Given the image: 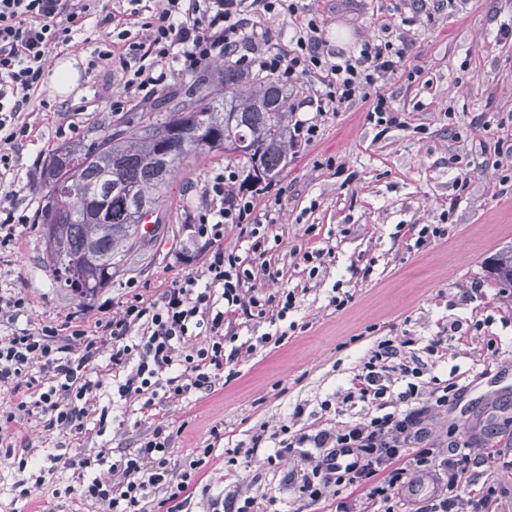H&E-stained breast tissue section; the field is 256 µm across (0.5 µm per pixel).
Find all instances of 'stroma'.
<instances>
[{
	"mask_svg": "<svg viewBox=\"0 0 512 512\" xmlns=\"http://www.w3.org/2000/svg\"><path fill=\"white\" fill-rule=\"evenodd\" d=\"M316 18L325 55L351 53L364 41L401 37L410 51L382 93L404 113L407 128L379 133L355 102L342 112L300 107L313 97L316 78L292 86L289 122L308 120L321 129L312 144L299 145L294 160L268 188L281 206L268 227L278 238L271 259L281 269L276 280L257 279L266 295L296 292V307L281 322L279 343L260 344L267 320L229 319L241 349L232 380L217 379L209 392L164 398L147 411L138 403L113 405L107 356L94 363L103 387L100 406L113 407L106 433L89 427L74 439L44 430L36 418L18 420L16 450L27 457L0 459V512H71L80 493L78 460L101 451L137 447L159 423L180 426L172 446V467L188 453L213 445L199 485L185 512H209L211 499H239L269 491L278 512H334L346 490L326 502L297 500L290 485L305 463L296 454L267 466L262 455L245 456L254 437L273 433L282 422L299 430L315 422L350 424L375 415L364 403L342 402L351 379L378 341L412 337L413 356L428 376L456 380L457 401L433 413L431 439L445 446L449 427L459 428L473 448L492 444L504 457L471 470L475 485L495 486L486 512H512V288L493 282L488 267L495 253L512 245V182L502 183L494 157L512 159V40L499 30L512 24V0H302ZM121 26L126 41L145 39L142 19L130 0H100L73 41L51 49L48 58L72 57L80 71L76 94L53 98L41 109L30 100L21 114L31 127L27 139L11 149L20 208L36 215L46 160L61 147L122 128L127 118L149 111L152 100L133 99L111 112L108 98L121 91L126 75L114 67L89 69L99 40ZM229 161L195 154L173 173L160 204L162 218L152 237L129 251L122 272L93 301H77L53 283L43 266V243L36 224L19 229L10 251L0 253V292L22 293L32 303V318L61 324L79 316L86 324L107 319L112 308L132 295L160 299L181 275L201 272L200 243L188 230L204 186ZM465 174L467 187L455 177ZM448 219V239L411 250L409 227ZM319 241L335 247L333 260L308 273L290 249L308 225ZM352 294L345 309L332 306L333 285ZM443 336L447 348L432 356L429 339ZM301 416H294L295 407ZM223 433L213 440L212 429ZM66 452L70 465L44 469L48 455ZM32 484L30 498L19 499L18 480Z\"/></svg>",
	"mask_w": 512,
	"mask_h": 512,
	"instance_id": "35a3bbf8",
	"label": "stroma"
}]
</instances>
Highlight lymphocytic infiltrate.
Listing matches in <instances>:
<instances>
[{
	"label": "lymphocytic infiltrate",
	"mask_w": 512,
	"mask_h": 512,
	"mask_svg": "<svg viewBox=\"0 0 512 512\" xmlns=\"http://www.w3.org/2000/svg\"><path fill=\"white\" fill-rule=\"evenodd\" d=\"M98 0H0V180L12 171L8 148L28 137L27 125L15 117L32 94L46 83V58L51 47L71 42L97 7ZM283 15L293 23L287 53L266 48L244 36L247 16ZM145 40L128 43L121 55L96 49L95 64L118 65L128 72L123 97L108 101L119 111L124 96H152L174 72L195 74L218 58L289 81L315 74L318 111L338 112L363 101L368 123L389 131L405 127L404 115L380 91L381 82L405 59L407 46L388 38L364 42L353 54L326 58L320 50L319 27L300 0H164L146 17ZM235 173H216L208 182L205 204L192 227L206 259L201 273L177 278L160 300L131 295L112 317L86 325L72 317L60 325L40 324L0 336V389L11 396L0 412V455L15 454L8 425L16 418L43 416V427L74 437L88 422L106 431L108 414L98 406L100 380L91 366L101 353L109 365L120 399L138 398L151 407L158 393L179 397L191 390L210 389L214 379L233 363L227 355L224 322L275 316L284 319L295 304L294 292L279 299L263 296L257 276L280 275L269 258V236L255 210L261 189L237 195L227 187ZM244 242L243 252L224 248L226 228ZM408 340L377 343L352 378L343 400L368 403L376 416L346 426L315 424L278 440L265 461L276 465L291 454L307 466L293 489L311 504L325 501L329 488H362L383 512L405 506L403 491L413 480L432 479L436 491L415 512H484L492 489L461 496L470 480V444L449 434L447 454L427 442L426 418L456 399L458 387L447 383L424 392L422 367L401 363ZM407 381L392 393V372ZM175 430L156 425L138 448L113 460L87 455L79 466L88 476L80 504L95 503L103 512H184L197 476L211 448L197 449L180 473L171 469ZM161 491L150 502L149 490Z\"/></svg>",
	"instance_id": "obj_1"
}]
</instances>
